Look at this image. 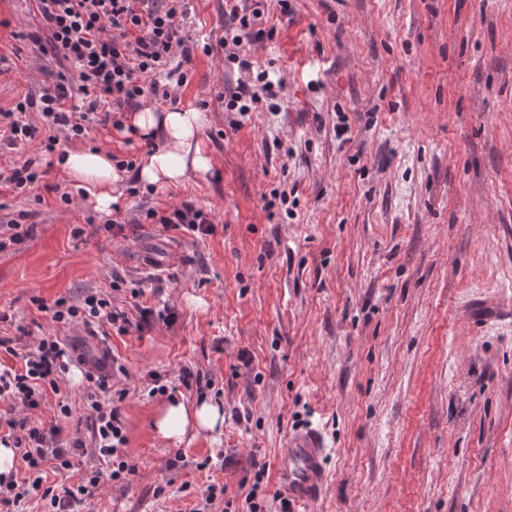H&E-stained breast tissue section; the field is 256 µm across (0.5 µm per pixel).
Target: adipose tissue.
<instances>
[{
	"label": "adipose tissue",
	"mask_w": 512,
	"mask_h": 512,
	"mask_svg": "<svg viewBox=\"0 0 512 512\" xmlns=\"http://www.w3.org/2000/svg\"><path fill=\"white\" fill-rule=\"evenodd\" d=\"M205 123V114L191 108L158 111L147 107L126 113L120 137L161 143L143 161L137 172L139 181L160 187L177 186L190 175L213 169L216 161L202 139ZM59 165L88 193L96 210L111 211L121 176L112 164L110 149L75 146L65 152ZM223 424L224 413L216 404L173 401L155 416L154 432L161 441L178 442L190 434L215 432Z\"/></svg>",
	"instance_id": "1"
}]
</instances>
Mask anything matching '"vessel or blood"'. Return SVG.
<instances>
[{"label": "vessel or blood", "instance_id": "b4317fda", "mask_svg": "<svg viewBox=\"0 0 512 512\" xmlns=\"http://www.w3.org/2000/svg\"><path fill=\"white\" fill-rule=\"evenodd\" d=\"M327 450L321 437L313 430L293 433L288 442V462L279 472L281 495L295 504L319 498L326 486Z\"/></svg>", "mask_w": 512, "mask_h": 512}]
</instances>
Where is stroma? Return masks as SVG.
<instances>
[{"mask_svg": "<svg viewBox=\"0 0 512 512\" xmlns=\"http://www.w3.org/2000/svg\"><path fill=\"white\" fill-rule=\"evenodd\" d=\"M224 3L191 0L183 37L218 41ZM257 3L273 32L243 46L268 63L276 111L230 129L211 100L237 67L200 51L155 103L203 108L211 173L157 187L122 170L105 214L55 190L71 140L0 154L45 172L23 193L0 184V217L23 229L0 251V337L85 344L48 308L94 289L131 321L104 342L137 471L102 478L84 512H192L213 483L227 512H249L251 492L279 512L289 436L310 425L329 454L309 512H512V0ZM38 28L34 0H0L2 110L70 69L38 56ZM114 132L91 125L83 144L135 164L151 152ZM184 200L214 212L212 234L147 220ZM142 306L176 319L139 326ZM154 373L175 400L219 405L221 432L159 441Z\"/></svg>", "mask_w": 512, "mask_h": 512, "instance_id": "stroma-1", "label": "stroma"}]
</instances>
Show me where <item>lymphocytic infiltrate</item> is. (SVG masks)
<instances>
[{
    "instance_id": "1",
    "label": "lymphocytic infiltrate",
    "mask_w": 512,
    "mask_h": 512,
    "mask_svg": "<svg viewBox=\"0 0 512 512\" xmlns=\"http://www.w3.org/2000/svg\"><path fill=\"white\" fill-rule=\"evenodd\" d=\"M43 25L35 42L40 51L70 62L75 75L59 74L53 89L39 100H24L14 108L0 110V144L13 150L21 143L40 139L45 151L56 146V130L83 138L90 123L106 124L112 113L126 111L136 100L155 92L158 74L182 84L186 74L172 66L174 58L190 62L192 54L176 20L187 12L186 0H35ZM243 41L234 34L220 39L226 58L249 73L239 82L225 105L230 112H250L272 97L269 73L255 58L243 54ZM37 108L44 121L36 127L27 119L28 108ZM148 220L163 230H179L195 235L213 233L215 225L208 213L185 202L170 209L149 210ZM53 322H79L84 327L107 326L126 332L130 320L115 310L105 292L87 294L80 303L58 298L51 310ZM20 368L0 369V401L11 409L35 410L54 401L57 426L45 429L28 419L0 413V445L14 449L26 467L24 478L0 476V512H22L24 502L33 495L43 501L45 512H77L90 489L96 486L102 470L84 474L80 482L50 485L46 468L68 470L86 446H93L109 470L111 478L132 472L133 467L120 460L118 452L127 437L117 409L106 407L111 395L109 376L85 370L84 377L93 389L86 395L91 410L86 420L89 440L76 437L60 440L59 424L68 421L72 407L62 397L64 376L74 356L58 337L39 340L22 356Z\"/></svg>"
}]
</instances>
